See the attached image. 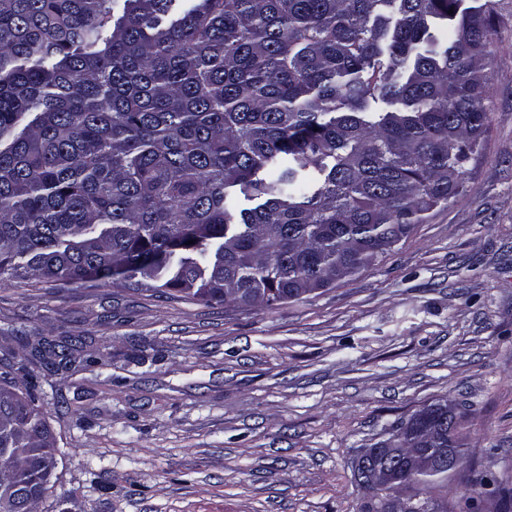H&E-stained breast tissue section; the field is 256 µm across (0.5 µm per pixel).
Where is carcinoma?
<instances>
[{
  "label": "carcinoma",
  "instance_id": "cac0c4a2",
  "mask_svg": "<svg viewBox=\"0 0 512 512\" xmlns=\"http://www.w3.org/2000/svg\"><path fill=\"white\" fill-rule=\"evenodd\" d=\"M461 2L0 0V283L271 307L360 274L460 191L487 129L494 2ZM434 426L427 406L397 430L465 454ZM54 447L30 390L1 391L0 488L35 494ZM450 475L404 469L372 510L430 512Z\"/></svg>",
  "mask_w": 512,
  "mask_h": 512
}]
</instances>
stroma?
<instances>
[{"label": "stroma", "mask_w": 512, "mask_h": 512, "mask_svg": "<svg viewBox=\"0 0 512 512\" xmlns=\"http://www.w3.org/2000/svg\"><path fill=\"white\" fill-rule=\"evenodd\" d=\"M491 119L463 189L359 275L270 308L128 283L0 284V374L60 454L36 512H367L363 449L458 403L467 455L435 512L512 489V0H497ZM73 340L70 369L31 356Z\"/></svg>", "instance_id": "obj_1"}]
</instances>
